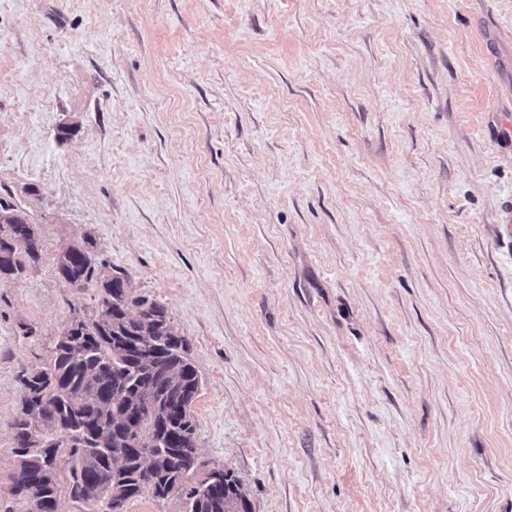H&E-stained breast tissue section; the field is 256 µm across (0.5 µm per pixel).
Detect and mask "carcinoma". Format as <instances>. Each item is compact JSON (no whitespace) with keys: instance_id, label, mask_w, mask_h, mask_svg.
Listing matches in <instances>:
<instances>
[{"instance_id":"cac0c4a2","label":"carcinoma","mask_w":512,"mask_h":512,"mask_svg":"<svg viewBox=\"0 0 512 512\" xmlns=\"http://www.w3.org/2000/svg\"><path fill=\"white\" fill-rule=\"evenodd\" d=\"M27 209L0 195V280L19 281L42 261L40 237ZM96 243L61 250L58 275L76 288L95 282L98 306L64 326L50 362L21 377V410L13 424L14 453L37 461L67 448L65 476L40 481L22 472L12 492L33 512L66 491L78 512H124L144 492L184 497V512H253L238 476L227 470L214 480L187 483L188 455L197 449L192 405L201 379L166 308L137 296L128 278L109 273L101 283ZM67 427L62 434L57 422Z\"/></svg>"}]
</instances>
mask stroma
<instances>
[{"mask_svg": "<svg viewBox=\"0 0 512 512\" xmlns=\"http://www.w3.org/2000/svg\"><path fill=\"white\" fill-rule=\"evenodd\" d=\"M34 194H27V187ZM0 512L92 238L254 512H512V0H0ZM31 225L36 223L12 195H0V280L19 281L37 271L43 256V244L36 233L31 236Z\"/></svg>", "mask_w": 512, "mask_h": 512, "instance_id": "obj_1", "label": "stroma"}]
</instances>
